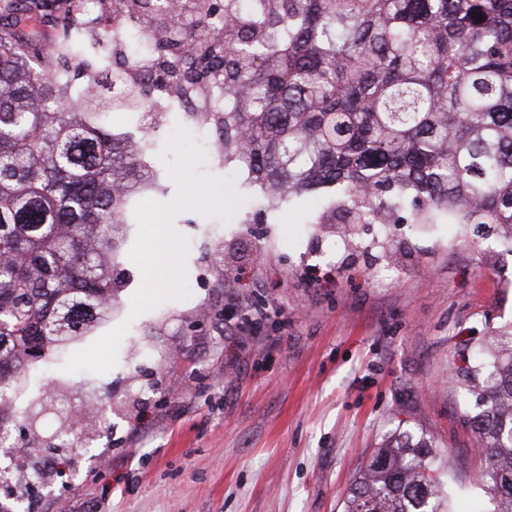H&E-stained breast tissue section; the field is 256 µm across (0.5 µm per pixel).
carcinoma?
<instances>
[{"instance_id": "carcinoma-1", "label": "carcinoma", "mask_w": 512, "mask_h": 512, "mask_svg": "<svg viewBox=\"0 0 512 512\" xmlns=\"http://www.w3.org/2000/svg\"><path fill=\"white\" fill-rule=\"evenodd\" d=\"M165 0H115L144 22L148 81L124 60L100 96L140 114L165 95H199L198 119L223 129L224 169L274 214L319 198L308 224H491L512 253V0H208L167 16ZM0 16V487L39 479V428L51 389L15 408L28 362L85 335L116 304L112 265L133 205L155 184L143 121L117 132L85 111L69 68L98 67L61 25L49 73ZM465 376L493 512H512V330L472 351ZM433 439L396 429L362 464L345 512H450Z\"/></svg>"}]
</instances>
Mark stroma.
Returning a JSON list of instances; mask_svg holds the SVG:
<instances>
[{"label":"stroma","mask_w":512,"mask_h":512,"mask_svg":"<svg viewBox=\"0 0 512 512\" xmlns=\"http://www.w3.org/2000/svg\"><path fill=\"white\" fill-rule=\"evenodd\" d=\"M314 198L230 222L179 214L191 296L130 317L141 274L126 227L117 303L75 340L128 323L103 375L37 362L68 399L95 395L68 479L47 469L15 512H344L354 476L396 428L434 437L451 512H488L456 378L512 324V253L488 227L307 224Z\"/></svg>","instance_id":"obj_1"}]
</instances>
